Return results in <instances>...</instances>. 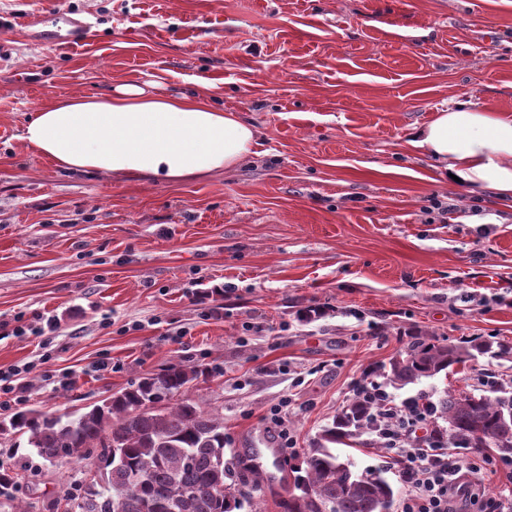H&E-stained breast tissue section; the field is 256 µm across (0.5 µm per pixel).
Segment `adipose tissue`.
I'll use <instances>...</instances> for the list:
<instances>
[{
    "instance_id": "obj_1",
    "label": "adipose tissue",
    "mask_w": 512,
    "mask_h": 512,
    "mask_svg": "<svg viewBox=\"0 0 512 512\" xmlns=\"http://www.w3.org/2000/svg\"><path fill=\"white\" fill-rule=\"evenodd\" d=\"M157 82L118 83L99 95L68 93L25 123L21 140L57 168L116 178L185 181L238 166L255 127L204 94L166 95ZM409 146L438 177L512 207V113L456 102L413 127Z\"/></svg>"
}]
</instances>
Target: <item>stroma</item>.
I'll list each match as a JSON object with an SVG mask.
<instances>
[{"instance_id": "obj_1", "label": "stroma", "mask_w": 512, "mask_h": 512, "mask_svg": "<svg viewBox=\"0 0 512 512\" xmlns=\"http://www.w3.org/2000/svg\"><path fill=\"white\" fill-rule=\"evenodd\" d=\"M40 10L87 22L88 40L30 42ZM1 20L0 372L22 369L24 388L0 395V420L77 415L199 365L190 396L223 412L226 452L259 453L263 508L282 512L274 454L310 448L411 336L512 347V208L449 189L407 143L457 101L512 111V0H0ZM154 79L251 121L254 155L205 179L118 180L20 139L55 96ZM488 376L512 392V350L389 394L434 402ZM15 441L0 435V512H49L100 465L96 448L63 466ZM335 452L401 488L375 433ZM465 480L458 512L512 500L504 469Z\"/></svg>"}]
</instances>
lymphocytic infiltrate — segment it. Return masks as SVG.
Masks as SVG:
<instances>
[{
    "mask_svg": "<svg viewBox=\"0 0 512 512\" xmlns=\"http://www.w3.org/2000/svg\"><path fill=\"white\" fill-rule=\"evenodd\" d=\"M354 394L375 407L370 415L375 432L389 452L390 464L397 466L405 490L401 512H450L449 492L466 490L460 482L462 471L477 472L491 464V457L484 454L463 463L456 461L440 440L409 443V435L425 428L432 419L428 403L413 400L393 404L374 380L357 384Z\"/></svg>",
    "mask_w": 512,
    "mask_h": 512,
    "instance_id": "f902f5d3",
    "label": "lymphocytic infiltrate"
}]
</instances>
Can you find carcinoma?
Here are the masks:
<instances>
[{
	"mask_svg": "<svg viewBox=\"0 0 512 512\" xmlns=\"http://www.w3.org/2000/svg\"><path fill=\"white\" fill-rule=\"evenodd\" d=\"M505 350L493 340L450 344L416 339L383 373L402 388ZM202 374L196 366L171 364L75 418L24 410L10 418L9 427L27 436V444L51 463L76 462L86 448L106 449V478L96 487L105 512H262L257 496L237 487L236 470L245 465L244 458L225 457L224 415L187 396L189 385ZM368 411L369 406L353 399L299 463L289 467L284 512H390L395 490L382 471L359 472L331 450L372 429ZM508 417L512 394L502 389L446 391L436 404L435 418L443 425L434 436L464 451L493 448L512 460Z\"/></svg>",
	"mask_w": 512,
	"mask_h": 512,
	"instance_id": "1",
	"label": "carcinoma"
}]
</instances>
